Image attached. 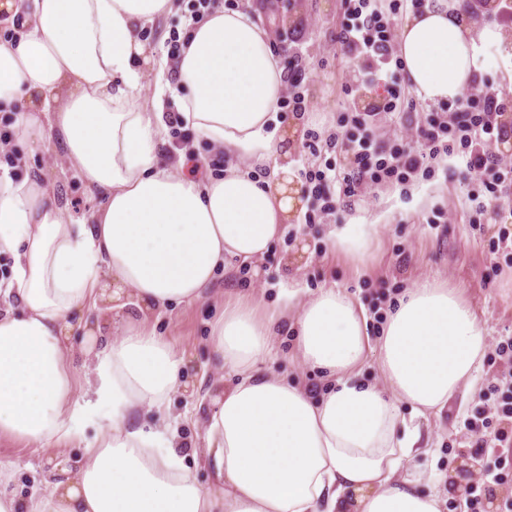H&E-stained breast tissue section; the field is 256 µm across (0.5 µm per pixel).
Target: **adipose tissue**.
<instances>
[{
    "mask_svg": "<svg viewBox=\"0 0 512 512\" xmlns=\"http://www.w3.org/2000/svg\"><path fill=\"white\" fill-rule=\"evenodd\" d=\"M176 5L0 0V23L16 32L0 39L14 139L49 133L102 199L75 218L48 182L0 174V254L14 262L0 289L12 304L0 313V436L83 447L46 493L17 495L0 467V512H441L424 473L400 467L420 441L417 419L474 383L488 343L483 320L437 282L408 289L375 341L364 308L333 288L305 299L291 288L270 308L225 301L208 343L233 380L204 424L209 485L185 465L170 414L183 359L145 321L202 298L227 260L261 262L305 201L272 146L285 79L268 27L221 6L174 62L159 61L140 31ZM506 40L498 24L475 26L460 0H428L404 19L398 54L418 97L438 104L472 88L481 47ZM147 68L159 88H179L185 128L224 155L223 174H182L192 144L166 153L165 112L139 103ZM375 231L336 225L330 248L363 262ZM288 323L297 357L333 382L320 397L265 368ZM369 366L376 380H365Z\"/></svg>",
    "mask_w": 512,
    "mask_h": 512,
    "instance_id": "obj_1",
    "label": "adipose tissue"
}]
</instances>
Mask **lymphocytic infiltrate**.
Here are the masks:
<instances>
[{"label":"lymphocytic infiltrate","mask_w":512,"mask_h":512,"mask_svg":"<svg viewBox=\"0 0 512 512\" xmlns=\"http://www.w3.org/2000/svg\"><path fill=\"white\" fill-rule=\"evenodd\" d=\"M377 2L346 0L337 33L342 48L368 61L370 70L364 83L377 87L379 95L376 111L348 113L323 141L325 149L349 156V166L327 165L302 171L320 212H335L340 201L363 189L393 181L404 184L427 174L432 162L444 155L460 156L469 173L485 178L488 193H496L503 183L512 184V166L496 154L498 143L512 130V95L506 93L488 91L477 101L471 94H464L455 111L427 113L411 140L387 145L376 141V112L392 114L403 104L398 83L403 63L392 46L394 25L389 15L380 12ZM488 390L500 394L503 406L498 425L473 418L465 421L475 454L487 460L479 493L466 495V512H478L480 497H493L502 482L501 469L512 463V378L494 375Z\"/></svg>","instance_id":"obj_1"}]
</instances>
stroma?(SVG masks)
<instances>
[{
	"label": "stroma",
	"instance_id": "obj_1",
	"mask_svg": "<svg viewBox=\"0 0 512 512\" xmlns=\"http://www.w3.org/2000/svg\"><path fill=\"white\" fill-rule=\"evenodd\" d=\"M212 4L248 10L271 27L272 43L286 72L304 76L299 88L305 97V111L297 116L284 113L286 127L297 128L295 140L287 149L294 170L325 164L346 165L344 154L312 153L306 144L308 130L327 134L348 110L344 93L365 63L345 52L336 41L345 0H211ZM181 18L161 16L147 23L143 35L158 57L169 58L170 39L183 33V20L198 12L197 0H181ZM512 71V39L498 52L480 57L476 86L479 90L512 94L506 75ZM409 105L398 117L379 114L374 131L382 142L396 134H412L427 112H451L455 103L433 105L408 93ZM10 155L17 163L10 173L16 177L40 176L54 183L69 204L72 215L87 212L96 201L86 192L59 159L55 143L42 136L37 143H10ZM481 182L466 174L455 156L437 160L430 176L410 185L383 186L338 206L335 213L315 223L297 217L283 242L275 244L259 270L230 261L227 270L202 300L171 309L155 320L157 332L172 337L184 358L181 385L173 396L172 410L179 414L181 452L186 466L200 483H207L202 464L203 425L211 396L224 381L209 363L206 345L210 322L224 299L240 293L276 301L281 289L298 288L311 296L323 288L340 290L365 306L377 297L396 300L403 289L426 281H440L455 288L459 296L482 318L490 346L477 374L475 389H461L439 416L422 423V440L429 452L416 463L431 478L430 485L441 495L442 512H455L465 487L477 484L473 473L476 457L470 449V436L463 422L484 414L496 416L500 397L487 395L486 383L493 374L511 366L495 354L496 344L512 336V255L490 251L492 236L503 215L512 213V186L500 188L482 215V228L469 224L470 196H485ZM378 221L374 247L360 264L333 252L327 242L329 225L346 224L355 218ZM279 355L271 365L275 374L301 379L313 390L325 387L318 371L305 367L294 354V336L285 334L278 342ZM0 463L14 464L12 486L21 496L33 489L47 488L54 465L50 454L28 448L23 442L0 437Z\"/></svg>",
	"mask_w": 512,
	"mask_h": 512
}]
</instances>
